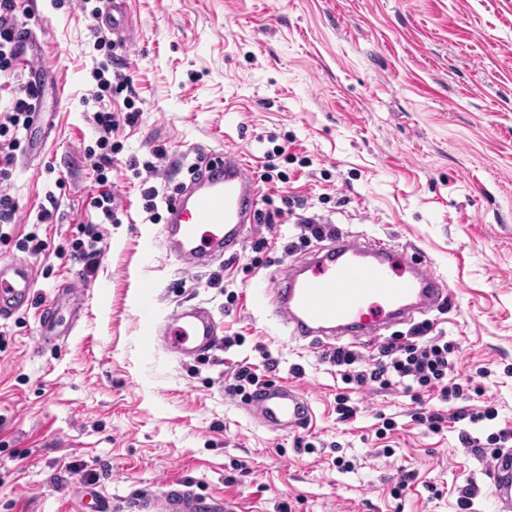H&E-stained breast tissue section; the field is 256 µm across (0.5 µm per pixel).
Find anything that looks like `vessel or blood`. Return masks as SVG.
Wrapping results in <instances>:
<instances>
[{
  "mask_svg": "<svg viewBox=\"0 0 512 512\" xmlns=\"http://www.w3.org/2000/svg\"><path fill=\"white\" fill-rule=\"evenodd\" d=\"M103 22L113 35L124 37L131 28L127 0H111ZM204 166L199 180L172 197L164 230L166 250L193 268L207 264L213 255L235 254L257 199V187L239 154H211ZM33 286L29 264L0 266V319L20 310ZM450 297L446 278L430 271L415 248L341 235L287 266L268 305L292 336L328 346L348 335L373 339L378 326L409 320ZM219 329L212 312L200 305L176 311L164 324L146 326L163 349L183 356L212 351ZM248 412L272 431L303 429L314 418L306 396L287 384L262 388ZM486 476L496 512H512V454L497 456ZM113 507L115 512H234L231 502L199 493L186 480L168 482L158 494L137 491Z\"/></svg>",
  "mask_w": 512,
  "mask_h": 512,
  "instance_id": "obj_1",
  "label": "vessel or blood"
}]
</instances>
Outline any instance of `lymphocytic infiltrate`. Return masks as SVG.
Returning <instances> with one entry per match:
<instances>
[{"label":"lymphocytic infiltrate","mask_w":512,"mask_h":512,"mask_svg":"<svg viewBox=\"0 0 512 512\" xmlns=\"http://www.w3.org/2000/svg\"><path fill=\"white\" fill-rule=\"evenodd\" d=\"M21 12L20 0H0V78L11 87L8 105L0 108V178L4 180L11 177L23 151L21 132L30 126L38 95L31 82L18 78L16 62L22 36ZM92 119L99 132L97 145L101 155L96 181L102 190L93 197L91 205L100 210L104 221L108 222L115 213V198L105 191L104 186L108 181L106 172L112 165V134L120 124V116L111 109L102 108L93 112ZM455 350L447 337L433 335L431 324L424 321L413 325L403 339L382 344L371 361H364L359 352L342 345L326 351L324 358L336 366L346 383L360 387L376 384L383 389L395 387L407 393L417 388L437 398L440 408L416 413L415 422L433 431L441 429L448 421L459 424V440L464 447L479 452L487 443L500 446L511 442L512 429H500L484 441L469 433V426L494 420L497 410L490 405L478 410L465 405L464 388L453 378L455 362L452 355Z\"/></svg>","instance_id":"1"}]
</instances>
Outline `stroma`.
Segmentation results:
<instances>
[{
	"instance_id": "35a3bbf8",
	"label": "stroma",
	"mask_w": 512,
	"mask_h": 512,
	"mask_svg": "<svg viewBox=\"0 0 512 512\" xmlns=\"http://www.w3.org/2000/svg\"><path fill=\"white\" fill-rule=\"evenodd\" d=\"M130 16L112 64L140 112L112 136L119 211L88 272L71 242L99 219L89 91L105 55L73 6L29 0L20 17L41 42L52 129L39 154L19 158L8 188L20 209L0 226V265L38 270L28 307L0 319V512H98L101 500L176 477L237 512H461L465 491L471 512H493L484 470L498 448L476 453L456 428L414 424L411 411L439 401L345 384L323 346L268 318L256 287H272L318 241L300 245L297 225L257 220L237 255L185 267L147 219L126 162L155 161L151 183L172 196L196 158L232 151L260 179L264 154L285 147L283 178L260 179V199L300 200L337 232L420 248L451 290L449 308L427 319L459 349L455 378L479 388L475 405L498 409L471 434L512 428V0H130ZM50 200L52 223H38ZM32 231L45 243L37 256L17 247ZM144 283L156 319L199 304L234 345L197 357L158 348ZM54 297L74 317L44 344L38 312ZM265 352L279 362L269 382L310 400L312 428L270 431L230 392L236 365ZM341 393L359 407L346 422ZM382 415L396 423L384 441ZM404 469L414 479L397 496Z\"/></svg>"
}]
</instances>
